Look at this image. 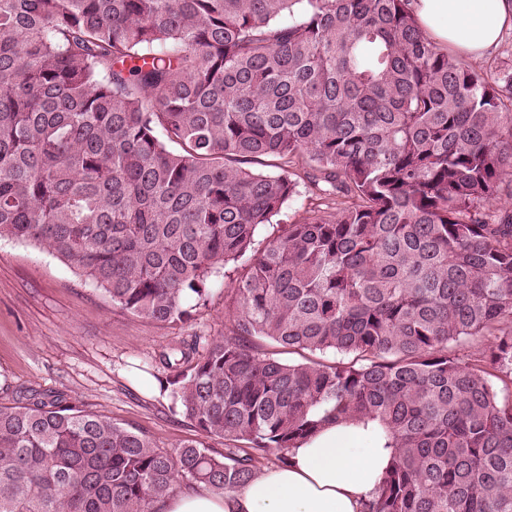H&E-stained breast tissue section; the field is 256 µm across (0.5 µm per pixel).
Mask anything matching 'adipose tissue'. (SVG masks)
<instances>
[{"label": "adipose tissue", "mask_w": 512, "mask_h": 512, "mask_svg": "<svg viewBox=\"0 0 512 512\" xmlns=\"http://www.w3.org/2000/svg\"><path fill=\"white\" fill-rule=\"evenodd\" d=\"M421 28L440 46L473 59L492 54L512 31V0H411ZM370 434L328 424L291 449L287 465L265 468L234 491L171 493L157 512H362L388 465Z\"/></svg>", "instance_id": "1"}]
</instances>
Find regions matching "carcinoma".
I'll list each match as a JSON object with an SVG mask.
<instances>
[{"label": "carcinoma", "instance_id": "1", "mask_svg": "<svg viewBox=\"0 0 512 512\" xmlns=\"http://www.w3.org/2000/svg\"><path fill=\"white\" fill-rule=\"evenodd\" d=\"M408 4L0 0V239L161 324L238 266L224 335L158 355L224 452L30 389L0 403V512L228 492L327 422L390 450L363 512H512V89Z\"/></svg>", "mask_w": 512, "mask_h": 512}]
</instances>
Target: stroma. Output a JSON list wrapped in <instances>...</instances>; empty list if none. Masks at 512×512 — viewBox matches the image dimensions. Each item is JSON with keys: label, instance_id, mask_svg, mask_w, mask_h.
<instances>
[{"label": "stroma", "instance_id": "35a3bbf8", "mask_svg": "<svg viewBox=\"0 0 512 512\" xmlns=\"http://www.w3.org/2000/svg\"><path fill=\"white\" fill-rule=\"evenodd\" d=\"M227 279L215 278L206 306L188 324L162 325L131 316L70 264L26 243L0 241V402L25 387L60 391L112 422L131 426L159 448L204 438L159 386L140 380L158 351L191 336L224 333Z\"/></svg>", "mask_w": 512, "mask_h": 512}]
</instances>
